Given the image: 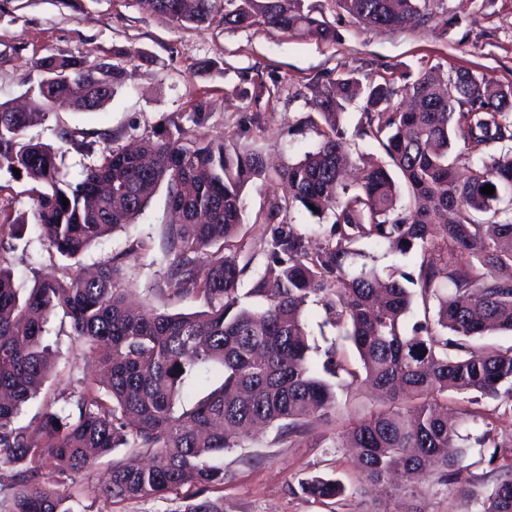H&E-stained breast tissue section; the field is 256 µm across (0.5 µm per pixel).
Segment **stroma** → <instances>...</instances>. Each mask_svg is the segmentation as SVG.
Masks as SVG:
<instances>
[{
  "label": "stroma",
  "instance_id": "1",
  "mask_svg": "<svg viewBox=\"0 0 512 512\" xmlns=\"http://www.w3.org/2000/svg\"><path fill=\"white\" fill-rule=\"evenodd\" d=\"M307 3L335 26L336 40L259 25L228 28L218 19L205 28H188L152 13L143 0H0V102L23 99L37 86L43 74L33 62L40 58L87 55L123 68L122 83L102 108L60 111L25 131L26 138L58 145L60 177L75 183L89 159L58 143L55 130L63 125L99 149L177 126L187 142H224L284 168L318 144L315 130L302 122L311 111L308 85L315 76L385 77L394 82L400 102L405 73L424 68L448 75L467 69L490 82L512 84V0H475L473 15L445 31L369 30L339 14L335 0ZM251 112L259 113L258 123L241 128V118ZM28 188L27 182L0 173V264L11 267L22 286L113 258L118 281L134 303L169 313L201 310L200 301L169 295L165 189H158L132 224L68 259L42 239ZM287 195L285 183L263 178L244 190L248 220L240 234L258 252L244 284L265 269L260 251L273 227L263 218L273 200ZM360 247L385 274L417 273L426 257L418 249L400 254L383 241L365 240ZM325 320L320 304L305 305L303 321L315 347L310 366L318 374L327 341L336 334ZM48 329L52 368L43 395L80 391L96 379L97 366L83 341L72 336L68 319L53 316ZM340 356L346 371L331 380L334 410L306 418L291 435L271 426L250 433L239 448L225 452L224 485L217 493L223 512H479L498 480L488 448H469V480L462 484L440 486L425 479L414 495L404 496L390 487L375 492L364 483L354 451L337 446L336 436L352 418L389 407L390 399L358 379L362 364L350 342H341ZM131 456L130 449H116L62 487L73 512H181L184 501L178 494L121 502L95 494L113 461ZM314 476L340 478L347 487L344 500L331 506L304 495L301 481Z\"/></svg>",
  "mask_w": 512,
  "mask_h": 512
}]
</instances>
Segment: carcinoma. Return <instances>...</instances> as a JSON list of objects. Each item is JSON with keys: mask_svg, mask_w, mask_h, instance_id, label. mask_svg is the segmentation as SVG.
<instances>
[{"mask_svg": "<svg viewBox=\"0 0 512 512\" xmlns=\"http://www.w3.org/2000/svg\"><path fill=\"white\" fill-rule=\"evenodd\" d=\"M306 0H152L154 11L183 25L208 26L224 4V25H263L311 32L325 41L336 30L314 17ZM430 0H336V7L370 29L429 27L436 20ZM44 73L32 89V111L0 102V172L31 184L34 219L49 246L74 258L108 233L142 214L159 186L175 219L165 226L167 281L172 294L200 300L203 309L184 314L133 311L119 287L112 260L87 277L16 284L0 264V462L15 467L7 512H71L57 487L117 448H130L148 463L115 462L98 486L107 500L176 493L192 488L180 512H221L205 497L224 484L217 458L241 447V430L254 421L291 433L300 420L325 414L336 404L332 385L312 373V350L302 307L312 295L331 313L337 335L353 343L365 381L378 390L402 392L410 404L371 412L349 423L340 438L359 450L363 479L380 482L398 471L402 491L414 492L422 476L446 486L462 480L469 439L461 421L448 417V393L506 398L512 418V348L472 350L468 342L493 330L512 332V279L495 271L512 267V84L492 86L466 70L442 80L420 71L406 86L412 105L394 109L398 89L390 80L362 81L347 75L309 86L305 124L319 143L303 159L276 172L288 198L274 200L266 222L299 204L331 213L333 232L312 249L290 224H278L264 250L267 273L241 304L242 277L254 254L236 236L244 224L243 191L266 177L261 155L226 143L185 144L174 132L148 138L130 152L77 139L67 127L60 141L96 155L81 182L59 176L56 150L24 139L36 115L61 110L90 112L112 99L122 68L85 58L34 61ZM363 100L357 135L377 142L384 163L360 153L358 185L343 182L350 163L341 117ZM319 120H314V117ZM461 142L465 156L481 165L460 180L449 161ZM503 146L500 154L485 150ZM20 170L15 175L14 169ZM404 179L411 202L399 204ZM492 185L495 192L482 193ZM68 205H62V199ZM483 213L478 221L473 213ZM387 241L403 254L432 250L417 275L397 278L358 259L363 240ZM229 254L211 264L205 279L198 266L208 249ZM419 287L424 310L437 301L433 319L403 331L413 303L404 286ZM62 311L73 334L104 373L102 386L88 385L77 398L57 396L37 426L17 423L22 407L42 389L51 369L45 326ZM463 351L452 357L449 352ZM218 366V382L190 407L177 410L185 381L199 368ZM499 480L480 512H512V449L502 455ZM317 499L344 496L335 477L300 483Z\"/></svg>", "mask_w": 512, "mask_h": 512, "instance_id": "carcinoma-1", "label": "carcinoma"}]
</instances>
